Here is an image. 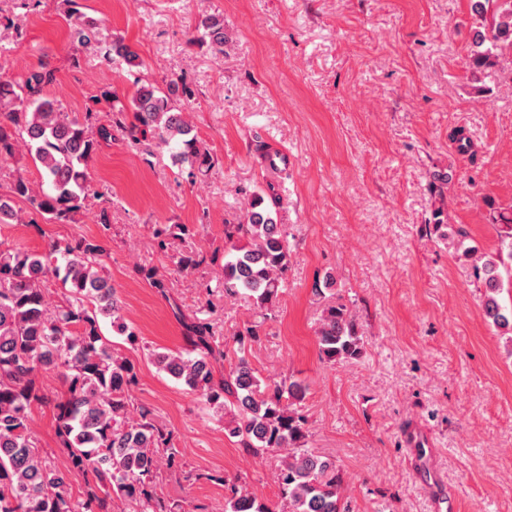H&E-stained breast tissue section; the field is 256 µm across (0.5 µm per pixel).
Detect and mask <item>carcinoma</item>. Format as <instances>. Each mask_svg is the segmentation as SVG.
Masks as SVG:
<instances>
[{
	"label": "carcinoma",
	"mask_w": 512,
	"mask_h": 512,
	"mask_svg": "<svg viewBox=\"0 0 512 512\" xmlns=\"http://www.w3.org/2000/svg\"><path fill=\"white\" fill-rule=\"evenodd\" d=\"M480 30L472 57L475 69L501 66L512 54V0H474ZM198 41L224 52V19L201 17ZM108 60L129 68L143 65L138 52L122 39L105 51ZM56 80L45 65L19 79L0 75V161L13 158L19 147L33 152L41 167V184L34 187L18 175L10 196L29 205L27 224L38 219L67 221L85 207L90 192L88 162L102 142L112 140V128L136 143L152 133L159 143H176L175 163L192 170L210 168L212 158L188 120L180 101L195 91L181 78L166 88L138 86L131 96L133 121L125 110H114L113 96L103 94L108 124H96L98 112H64L49 98L46 87ZM280 198L253 193L245 205L244 222L224 225V297H245L260 310L279 298L288 269V234L277 223ZM500 249L476 267L484 293L482 307L498 327L512 324V310L502 307L500 267L512 265V210L494 216ZM154 231L157 248L166 251L171 239L190 230L177 226ZM105 248L94 238L60 244L41 252L0 248V512H114L121 500L130 512H179V505L157 491L159 472L179 471L183 463L171 439L149 417L133 407L129 390L137 381L135 363L112 347L100 321L134 345L136 332L122 314L117 289L101 265ZM55 279L67 288L49 307L46 283ZM186 348L153 352L154 364L187 390L199 393L205 405L224 415V432L237 439L244 452L260 457L284 452L278 476L289 512H352L343 494V476L332 459L306 448L305 388L295 380L261 377L248 352L259 339L251 324L233 337L234 363L218 368L228 356L224 342L205 319L184 323ZM321 358L335 364L363 354L359 325L343 303L324 309L316 332ZM54 373L64 385L54 400L43 392L39 378ZM53 403L56 435L66 454L61 469L40 454L30 428L32 408ZM84 476L85 495L75 499L69 489L72 472ZM224 512H274L244 487L235 484Z\"/></svg>",
	"instance_id": "obj_1"
}]
</instances>
